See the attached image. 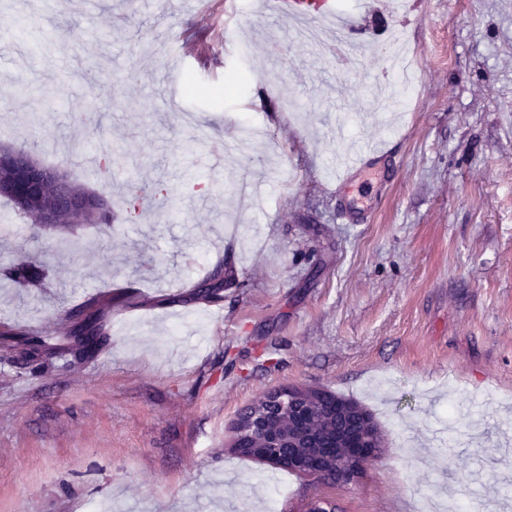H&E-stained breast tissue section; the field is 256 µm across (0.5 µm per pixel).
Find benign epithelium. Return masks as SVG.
<instances>
[{"instance_id":"7a95c632","label":"benign epithelium","mask_w":512,"mask_h":512,"mask_svg":"<svg viewBox=\"0 0 512 512\" xmlns=\"http://www.w3.org/2000/svg\"><path fill=\"white\" fill-rule=\"evenodd\" d=\"M46 183L55 188V210L43 214V228L57 224L58 211L78 216L80 224L104 215L99 200L73 194L63 175L23 152H0V196L26 198ZM353 416L363 421V432L350 438L336 433V421ZM244 434L256 441L248 452L258 461L334 485L356 483L365 465L379 456L381 444L375 422L364 410L331 401L325 390L313 387L268 393L239 416L234 440Z\"/></svg>"}]
</instances>
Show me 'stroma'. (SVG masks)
<instances>
[{
  "instance_id": "stroma-1",
  "label": "stroma",
  "mask_w": 512,
  "mask_h": 512,
  "mask_svg": "<svg viewBox=\"0 0 512 512\" xmlns=\"http://www.w3.org/2000/svg\"><path fill=\"white\" fill-rule=\"evenodd\" d=\"M340 0L361 37L402 29L415 92L364 123L378 57L298 43L266 0H0V27L60 30L39 56L0 43V143L111 203L110 227L37 233L0 197V512H422L455 491L512 512V0ZM211 59L184 60L185 46ZM233 97H184L182 81ZM292 101L297 111L284 109ZM252 114L265 134L243 125ZM120 145L107 163L85 116ZM341 125L386 157L343 217ZM30 256L44 287L4 274ZM223 272V297L199 293ZM92 307L84 356L64 335ZM222 307V323L210 311ZM310 386L355 401L383 449L338 486L242 456L239 414Z\"/></svg>"
}]
</instances>
